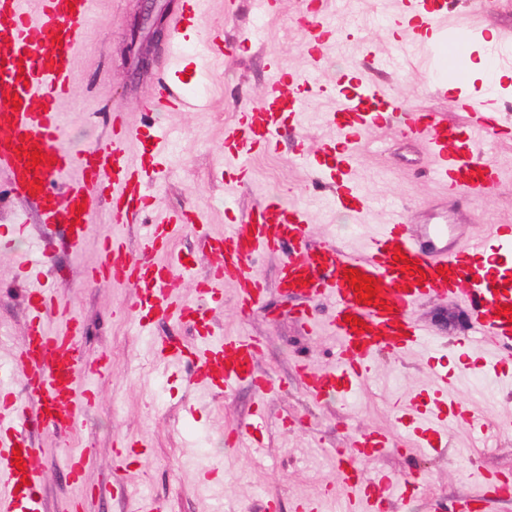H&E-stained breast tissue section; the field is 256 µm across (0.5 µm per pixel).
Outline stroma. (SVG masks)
Instances as JSON below:
<instances>
[{
  "label": "stroma",
  "instance_id": "obj_1",
  "mask_svg": "<svg viewBox=\"0 0 512 512\" xmlns=\"http://www.w3.org/2000/svg\"><path fill=\"white\" fill-rule=\"evenodd\" d=\"M309 0H279L275 16L262 19L253 0H209L198 16L200 29H223L227 41L236 44L233 57L210 63L207 73L189 66L185 77L206 87L211 109L193 112L144 111L165 69L164 47L151 43V63L137 70L125 55L130 18L139 11V0H96L85 27L70 99L63 104L64 146L78 149L104 141L108 114L118 107L132 123L155 124L180 131L169 161L152 172V186L159 213L197 206L212 232H224L235 218L249 212L267 193H281L288 201L311 206L312 195L328 196V188L315 182L314 174L300 158L293 143H282L273 152L251 157L244 175L224 167L220 149L224 129L238 113L255 106L268 88L273 67L304 73L308 59L301 18ZM476 7L486 31L470 49L471 59L485 54L489 34L512 32V0H455ZM360 22L342 26L338 42L329 46L328 60L316 73L317 86L311 109L298 123L299 140L307 152L335 137L327 120L341 83L360 68L388 60L396 47L406 50L396 68L380 71L397 111L425 108L453 112L456 90L435 94L429 71L423 66V48L412 40L405 24L407 0H357ZM502 76L494 94H487L483 78L467 73L462 91L473 99L492 101L509 132L488 147L489 159L499 166L497 188L486 195L449 201L448 190L428 174L434 159L425 145L405 137L398 126L369 130L348 171L349 179L365 187L372 206L362 220L349 212L326 206L312 208L314 219L307 242L319 247L337 246L362 252L380 225L403 220L407 224L444 222L443 211L453 208L461 224H512V65H501ZM20 203L11 197L5 176L0 175V364H9L25 332L23 283L12 273L13 255L40 234L39 224H29L25 234L3 233ZM93 251L78 259L59 253L57 278L67 287L68 300L84 324L81 349L84 361L95 364L108 357L110 367L94 376L97 402L86 412L66 439L51 433L36 437L52 457L44 486L46 512H67L70 502L85 486L124 484V496L105 495L90 502L88 512H135L140 495L155 498L160 512H224L232 502L239 512H260L263 499L278 497L280 512H295L297 502L326 500L339 503L348 488L336 471V452L351 448L361 434L379 432L391 448L377 459L361 461L368 473L381 470L415 472L425 495L396 505L394 512H455L461 498L480 496L484 486L478 470L497 471L512 480V392L485 381L482 401L499 423L502 434L496 447L478 453L472 436L458 423L448 426V447L439 456L414 455L399 410L431 385L426 370L429 357L470 384L472 372L447 350L422 349L401 357L379 355L370 378L348 399L336 394L309 401L298 379L305 363L326 367L336 361V339L328 330L311 332L294 317L297 304L278 284L280 257L263 254L250 271L265 283L259 303L241 309L236 290L225 285L224 300L210 317L219 332L251 336L261 341L258 368L275 384L267 399H259L248 385L230 395L209 396L195 384L188 355L169 358L158 365L152 347L134 327L129 313L135 298L119 285L95 286L84 282L82 267L93 262ZM412 320L434 329L443 341L471 335L472 316L460 301L430 300L417 307ZM193 399L195 414H186L185 399ZM264 409L267 425L261 439L266 459L253 463L247 447H228L224 430L246 427L257 409ZM136 439L148 449L145 458L113 466L120 442ZM85 452L90 459L85 486L69 483L63 462L68 450ZM216 458L223 465L222 487L212 493L199 487L198 461Z\"/></svg>",
  "mask_w": 512,
  "mask_h": 512
}]
</instances>
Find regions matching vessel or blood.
<instances>
[{"label": "vessel or blood", "mask_w": 512, "mask_h": 512, "mask_svg": "<svg viewBox=\"0 0 512 512\" xmlns=\"http://www.w3.org/2000/svg\"><path fill=\"white\" fill-rule=\"evenodd\" d=\"M204 4L205 0H183L165 45L167 71L145 111L206 107V100L183 81V64L191 55L228 57L235 47L225 42L223 33L192 30L190 18ZM92 7L93 0H39V9L33 12L28 0H0V173L6 175L10 192L31 205L39 224L63 232L59 239L48 234L35 239L14 259L17 279L28 286V331L9 372L22 377L28 401L20 403L12 387L0 380V512H45L41 492L50 461L31 440L30 423L69 436L95 401L92 387L80 383L81 375L92 371L79 350L83 324L55 277L54 254L60 245L76 255L93 246L95 260L86 268L87 281L131 288L137 308L200 326L193 377L210 390L228 393L245 381L262 399L273 390L271 381L256 369L258 341L216 332L205 309L206 304L223 300L228 283L235 285L242 306L258 302L263 284L246 267L253 257L267 252L283 255L279 286L284 292L313 301L328 299L335 310L329 329L337 341V364L299 368L313 400L335 393L354 395L369 377L378 353L400 355L430 344L429 329L411 319L415 307L430 298H457L472 312L475 332L457 342L460 359L484 346L488 369L512 364V315L505 312L512 305V224H385L356 255L332 244L308 247L311 210L268 194L228 232L214 234L193 206L150 220L155 197L142 176L145 159L128 154L140 128L125 113L112 114L105 143L77 153L65 148L61 105L70 92L74 59ZM446 9V0H412L408 20L427 42L425 63L433 73L435 92L441 94L449 85L464 82V50L484 35L476 13L458 12L449 23ZM306 28L310 67L322 69L334 35L312 14ZM306 83L305 75L274 70L266 95L226 130V165L244 172L254 152L277 148L282 134L296 135V125L282 127L280 115L285 112L293 119L307 111ZM393 112L391 95L373 81L355 77L339 89L331 115L336 138L319 155L305 160L317 175L335 172L337 209L354 214L369 209L368 195L346 174L364 131L383 127ZM405 117L406 133L425 143L436 159L432 175L447 185L449 193L486 194L496 188V168L483 157L484 145L500 135L496 109L477 111L463 96L456 101L455 116L415 109ZM35 148L46 154L47 161L32 167L28 153ZM105 196L110 199L111 223L147 218L138 254H131L119 236L94 233V216ZM190 227L209 259L206 275L197 282V304L182 301L178 292L180 279L191 275L192 265L176 242ZM399 251L405 261H396ZM411 264L423 270V278L409 274ZM350 269L377 280L380 304L357 302L345 278ZM354 317L365 322V331H353ZM427 371L435 390L431 405L417 416L418 429L426 436L420 444L423 451H433L447 436L452 419L465 425L479 446L498 439L499 425L487 411L474 407L472 394L459 392V377L432 361ZM387 448L386 438L364 437L349 454H337V468L354 489L343 512H391L404 490L417 487L413 477L369 475L359 468V460L378 457ZM18 457L25 469H17Z\"/></svg>", "instance_id": "1"}]
</instances>
